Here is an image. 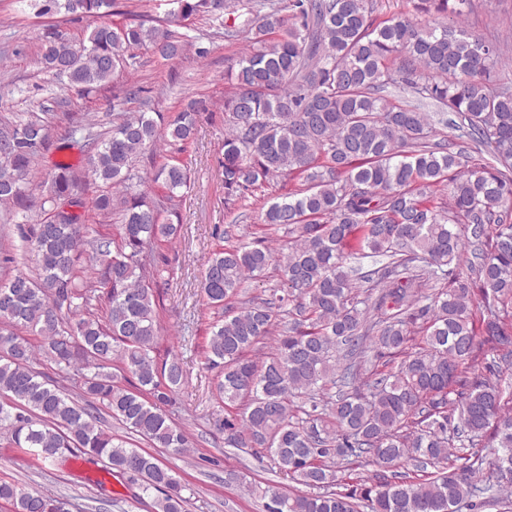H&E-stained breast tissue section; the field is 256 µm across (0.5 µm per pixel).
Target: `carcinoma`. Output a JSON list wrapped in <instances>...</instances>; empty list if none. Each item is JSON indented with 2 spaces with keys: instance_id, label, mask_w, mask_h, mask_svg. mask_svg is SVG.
<instances>
[{
  "instance_id": "obj_1",
  "label": "carcinoma",
  "mask_w": 512,
  "mask_h": 512,
  "mask_svg": "<svg viewBox=\"0 0 512 512\" xmlns=\"http://www.w3.org/2000/svg\"><path fill=\"white\" fill-rule=\"evenodd\" d=\"M40 15L106 17L114 0H29ZM166 20L140 17L96 26L87 39L58 35L43 45L47 71L90 93L134 65L151 46L181 56L169 29L200 14L220 19L224 0H176ZM471 0H420V16L373 25L369 0H256L252 50L230 64L224 98V199L248 198L268 180L300 187L270 203L264 223L288 242L217 250L202 282L212 315L206 366L224 405V446L261 448L284 475L310 489L283 493L257 484L267 512H473L512 509V390L501 383L512 356V88L492 84L496 48L463 24ZM443 15L452 23L440 21ZM405 62L387 66L395 52ZM402 83L451 112V124L480 158L436 141L431 115L384 95ZM199 102L169 123L193 138ZM47 118L32 113L0 126V206L24 207L32 165L50 146ZM161 143L147 112H118L104 134L82 137L85 165L53 164L40 208L44 222L21 231L35 272L0 280V430L47 460L74 448L127 474L156 512H183L182 485L158 460L113 436L58 381L32 367L35 352L66 375L84 370L82 390L153 447L186 454L191 440L166 413L184 379L181 359L155 356L162 330L153 284L166 271L156 242L177 236L160 222L190 185L188 163L162 166L167 194L150 198L134 162ZM102 187L92 207L117 211L119 237L86 239L82 178ZM448 184L449 204L427 205ZM382 266L360 277L346 264ZM93 271L95 277L86 276ZM272 275L264 296L243 284ZM444 283L426 291L429 281ZM480 294L481 304L473 306ZM41 337L34 347L17 333ZM434 471L413 476L404 470ZM359 473L341 483L337 470ZM14 512H67L66 503L0 481Z\"/></svg>"
}]
</instances>
